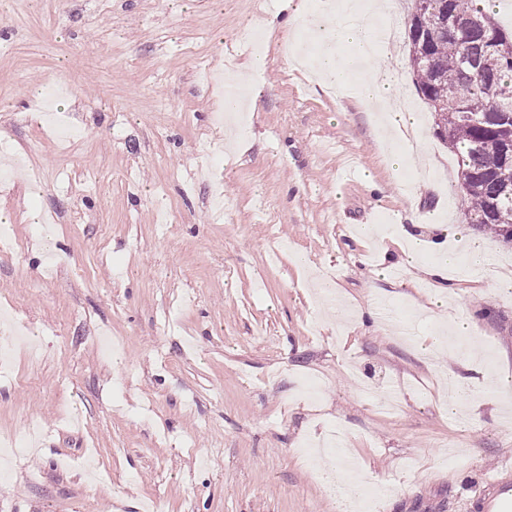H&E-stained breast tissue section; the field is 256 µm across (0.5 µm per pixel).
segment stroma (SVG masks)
<instances>
[{
  "label": "stroma",
  "mask_w": 512,
  "mask_h": 512,
  "mask_svg": "<svg viewBox=\"0 0 512 512\" xmlns=\"http://www.w3.org/2000/svg\"><path fill=\"white\" fill-rule=\"evenodd\" d=\"M293 2L0 0V157L25 160L0 180L17 238L0 251V432L42 425L0 456V512H336L309 444L337 425L380 488L359 512H468L512 462L485 381L512 377V288L433 305L394 244L417 223L434 238L433 211L466 224L409 64L413 0L386 20L429 163L396 173L350 93L284 60ZM257 53L229 149L216 115ZM48 232L65 254L50 278ZM371 303L379 319H349ZM461 309L474 332L449 336ZM453 373L474 393L463 425Z\"/></svg>",
  "instance_id": "1"
}]
</instances>
